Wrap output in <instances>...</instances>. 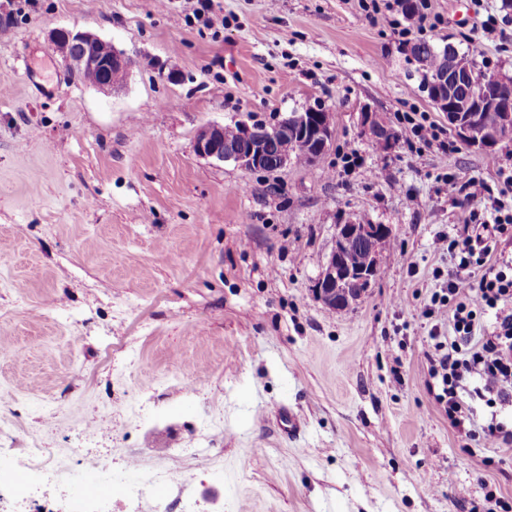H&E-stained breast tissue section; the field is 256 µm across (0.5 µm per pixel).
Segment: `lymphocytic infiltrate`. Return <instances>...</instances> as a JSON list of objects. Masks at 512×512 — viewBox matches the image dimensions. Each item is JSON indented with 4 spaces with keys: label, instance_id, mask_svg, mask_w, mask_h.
I'll return each mask as SVG.
<instances>
[{
    "label": "lymphocytic infiltrate",
    "instance_id": "lymphocytic-infiltrate-1",
    "mask_svg": "<svg viewBox=\"0 0 512 512\" xmlns=\"http://www.w3.org/2000/svg\"><path fill=\"white\" fill-rule=\"evenodd\" d=\"M500 195L489 198L480 178L464 184L474 201L491 200L493 223L472 214L448 240L454 266L424 305L430 320L428 389L442 405L448 424L479 448H511L512 423L500 417L512 406V261L502 242L512 240V169L499 170ZM484 401L489 415L475 424L472 400Z\"/></svg>",
    "mask_w": 512,
    "mask_h": 512
}]
</instances>
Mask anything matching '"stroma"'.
<instances>
[{
  "instance_id": "obj_1",
  "label": "stroma",
  "mask_w": 512,
  "mask_h": 512,
  "mask_svg": "<svg viewBox=\"0 0 512 512\" xmlns=\"http://www.w3.org/2000/svg\"><path fill=\"white\" fill-rule=\"evenodd\" d=\"M0 0V418L66 456L166 468L147 501L211 512H469L512 499V449L472 454L427 389L423 309L452 266L445 236L489 202L512 141L458 143L411 48L467 52L512 78L503 0ZM137 61L104 93L61 66L54 28ZM174 79H167L168 71ZM321 103L315 165L247 172L197 155L206 124L274 125ZM427 117L454 151L380 150L364 110ZM388 224L376 283L327 309L313 285L340 224Z\"/></svg>"
}]
</instances>
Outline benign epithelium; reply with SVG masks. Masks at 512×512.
<instances>
[{
    "label": "benign epithelium",
    "instance_id": "obj_1",
    "mask_svg": "<svg viewBox=\"0 0 512 512\" xmlns=\"http://www.w3.org/2000/svg\"><path fill=\"white\" fill-rule=\"evenodd\" d=\"M101 41L91 32L53 29L48 34L50 49L69 72L79 77L98 69L101 78L97 88L108 91L126 81L133 63L131 57L117 49L109 60L99 57L93 48ZM461 82L470 88V93L458 99L453 95V86ZM428 91L464 145L487 151L504 140H512V79L485 73L467 55L457 52L451 69L430 81ZM487 112L496 115L492 125L485 121ZM362 126L380 146L394 147L393 133L377 113H362ZM332 137L331 113L315 104L281 120L267 137L244 122L234 140L225 138L224 126L204 125L197 131L195 150L204 158L231 161L244 170L276 171L288 167L297 152L305 156L309 165L319 162ZM391 232L386 224L338 225L334 246L314 284L318 300L334 311L356 304L378 277L382 252L379 238ZM361 243L368 246V257L364 264L354 265L349 255Z\"/></svg>",
    "mask_w": 512,
    "mask_h": 512
}]
</instances>
